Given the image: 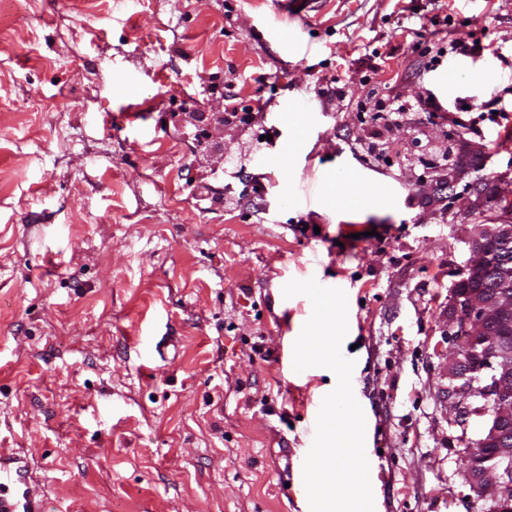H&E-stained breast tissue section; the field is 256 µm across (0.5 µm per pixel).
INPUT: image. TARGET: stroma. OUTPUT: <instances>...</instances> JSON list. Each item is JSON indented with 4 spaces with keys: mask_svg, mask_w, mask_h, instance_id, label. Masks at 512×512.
<instances>
[{
    "mask_svg": "<svg viewBox=\"0 0 512 512\" xmlns=\"http://www.w3.org/2000/svg\"><path fill=\"white\" fill-rule=\"evenodd\" d=\"M419 31L489 49L437 60ZM488 87L512 101V0H0V451L48 512H303L336 386L283 364L312 314L283 288L310 278L348 297L375 512H478L458 450L481 426L448 410L445 340L478 220L427 196L466 140L512 173ZM229 93L251 124H223ZM372 93L440 110L388 133ZM294 98L314 135L278 121ZM357 172L390 200L347 193Z\"/></svg>",
    "mask_w": 512,
    "mask_h": 512,
    "instance_id": "stroma-1",
    "label": "stroma"
}]
</instances>
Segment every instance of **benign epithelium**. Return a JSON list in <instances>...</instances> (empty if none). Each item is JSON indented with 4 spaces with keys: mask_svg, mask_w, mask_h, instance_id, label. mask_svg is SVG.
I'll return each mask as SVG.
<instances>
[{
    "mask_svg": "<svg viewBox=\"0 0 512 512\" xmlns=\"http://www.w3.org/2000/svg\"><path fill=\"white\" fill-rule=\"evenodd\" d=\"M485 146L468 143L436 176L433 199L464 217L497 212L468 241L469 257L448 294V410L461 420L482 419L478 439L460 436L464 476L491 512H512V201L491 199L478 171ZM493 289L459 288L486 269Z\"/></svg>",
    "mask_w": 512,
    "mask_h": 512,
    "instance_id": "benign-epithelium-1",
    "label": "benign epithelium"
}]
</instances>
